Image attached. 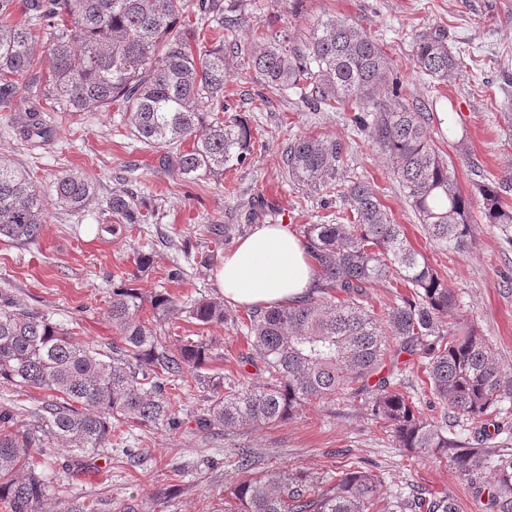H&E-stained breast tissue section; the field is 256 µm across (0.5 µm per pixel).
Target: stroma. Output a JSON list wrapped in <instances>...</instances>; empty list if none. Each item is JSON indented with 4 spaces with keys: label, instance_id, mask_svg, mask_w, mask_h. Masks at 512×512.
<instances>
[{
    "label": "stroma",
    "instance_id": "1",
    "mask_svg": "<svg viewBox=\"0 0 512 512\" xmlns=\"http://www.w3.org/2000/svg\"><path fill=\"white\" fill-rule=\"evenodd\" d=\"M247 22L239 31L245 47L268 43L287 32L301 38L319 18L335 16L361 25L376 39L401 77L399 101L430 113L428 133L447 160L459 190L471 204L474 243L456 253L426 240L416 215L388 161L366 134L353 126L349 106L311 111L294 92L260 103L259 82L246 61H238L224 87V103L252 130L253 154L224 176L194 183L156 168V152L140 143L123 113L59 112L44 103L40 119L44 144H30L19 132L16 111L0 109V156L26 168L46 205L40 238L19 245L0 239V291L76 324L80 336L100 345L118 342L108 316L112 278L134 272V251L153 253L155 267L140 276L144 292L167 291L180 310L162 323L166 335L215 341L202 369L185 373L173 393L184 409L176 429L132 423L115 430L127 454L71 465L69 495L106 500L108 512H219L241 482L277 470H302L332 478L352 466L375 471L386 494L375 512L417 490L448 493L462 512H475L466 479L446 463L408 457L394 448L364 397H340L303 407L272 429H242L230 435L200 429L197 417L212 396L211 378L258 381L252 365H239L247 352L248 312L234 307L236 323L200 327L183 306L204 295H219L212 272L226 249L251 234L242 226V205L258 199L261 224H332L346 210L343 199L324 204L322 195L289 182L281 152L289 139L321 136L345 148L341 173L346 181L370 186L394 223L403 225L412 245L427 255L460 304L454 328L473 325L493 344L501 365L512 371V243L484 222L476 186L502 182L512 203V0H246ZM446 34L464 67L445 81L422 76L412 60L416 35ZM62 172H76L97 187L95 202L81 211L56 206L51 184ZM131 191L149 211L140 233L112 238L98 231L112 194ZM229 225L225 247H215L211 229ZM181 264L182 280L165 270ZM251 449L252 470L238 468L236 451Z\"/></svg>",
    "mask_w": 512,
    "mask_h": 512
}]
</instances>
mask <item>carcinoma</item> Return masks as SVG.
I'll use <instances>...</instances> for the list:
<instances>
[{"instance_id": "obj_1", "label": "carcinoma", "mask_w": 512, "mask_h": 512, "mask_svg": "<svg viewBox=\"0 0 512 512\" xmlns=\"http://www.w3.org/2000/svg\"><path fill=\"white\" fill-rule=\"evenodd\" d=\"M17 7L18 0H0V104L11 102L22 78L28 98L52 100L63 112H102L116 104L133 135L161 152L157 168L188 182L222 176L249 159L248 123L221 115L224 83L243 54L235 38L245 22L242 0H196L201 19L212 22L214 43L199 49L191 44L196 30L180 23L183 0H24V24L10 22ZM41 37L48 44L44 56L37 54ZM413 60L420 73L438 81L463 64L440 30L418 36ZM248 64L260 77L264 103L293 90L315 111L354 105L352 122L386 155L427 239L458 253L471 247L469 200L431 143L424 113L393 103L398 83L391 62L362 27L319 19L303 40L284 36L256 46ZM20 122L26 138H44L37 109L22 113ZM282 163L289 180L328 201L343 197L350 223L301 225L316 272L312 295L295 305L250 311V349L242 360L261 362L265 379L213 384L214 399L199 427L226 433L272 428L308 404L363 394L395 447L448 463L469 480L476 505L512 512V452L480 447L485 421L512 395V374L478 329H448L447 319L458 311L454 293L366 184L340 182V143L295 138ZM477 190L485 223L512 243V205L501 185L484 182ZM54 192L65 210L85 209L96 197L94 183L74 173L56 177ZM107 212L109 223L100 228L115 238L132 235L147 220L127 192L112 194ZM43 223V198L27 171L0 159V238L33 243ZM398 281L410 294L379 313L370 309L369 289ZM146 305L153 323L141 316ZM176 307L168 292L145 296L120 279L108 312L119 342L104 350L49 314L0 295V384L48 394L26 426L21 407L0 405V502L10 512H103L95 500L63 495L49 466L59 457L98 460L109 451L118 423L181 424L170 390L185 372L209 361L211 344L188 338L170 352L161 323ZM186 313L199 326L234 321L222 296L200 298ZM417 352L438 404L429 418L404 392L403 380L381 374L387 356ZM458 419L475 427L473 445L448 437ZM486 469L493 479L483 482L479 474ZM383 494L380 477L367 467L347 469L331 482L273 471L240 483L224 500V512H373ZM392 512H460V506L446 493L418 491L396 499Z\"/></svg>"}]
</instances>
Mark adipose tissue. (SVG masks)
I'll list each match as a JSON object with an SVG mask.
<instances>
[{"mask_svg": "<svg viewBox=\"0 0 512 512\" xmlns=\"http://www.w3.org/2000/svg\"><path fill=\"white\" fill-rule=\"evenodd\" d=\"M213 277L227 301L245 308L299 303L315 284L303 240L284 224L256 227L225 253Z\"/></svg>", "mask_w": 512, "mask_h": 512, "instance_id": "1", "label": "adipose tissue"}]
</instances>
